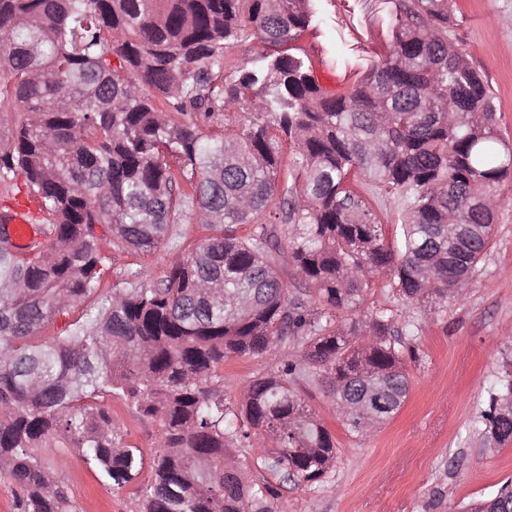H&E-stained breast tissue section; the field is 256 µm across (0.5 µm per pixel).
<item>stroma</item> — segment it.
I'll list each match as a JSON object with an SVG mask.
<instances>
[{"mask_svg":"<svg viewBox=\"0 0 512 512\" xmlns=\"http://www.w3.org/2000/svg\"><path fill=\"white\" fill-rule=\"evenodd\" d=\"M374 0H327V16L345 28L350 43L385 54L388 40L372 19ZM450 36L480 68L499 102L498 129L512 142V0H457ZM493 242L464 296L433 312L410 308L392 289L374 283L361 313L387 308L419 325L420 358L408 364L410 394L392 420L366 439L357 438L336 414L333 398L311 385V406L337 448L336 464L323 482L285 489L289 512H450L491 497L512 478V444L499 447L484 435L479 416L506 370L512 369V177L499 185ZM203 225L185 220L149 256L116 254L103 274L104 288L121 287L125 271L142 282L159 279L173 257L204 239ZM303 348L276 346L259 357L225 361L221 372L226 405L237 406L254 376L281 361H301ZM121 426L125 444L151 458L157 421L138 417L120 400L103 401ZM45 461L72 492L80 512H136V490L147 484L143 468L135 483L112 488L78 449L54 445Z\"/></svg>","mask_w":512,"mask_h":512,"instance_id":"1","label":"stroma"}]
</instances>
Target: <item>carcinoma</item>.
Returning a JSON list of instances; mask_svg holds the SVG:
<instances>
[{"mask_svg":"<svg viewBox=\"0 0 512 512\" xmlns=\"http://www.w3.org/2000/svg\"><path fill=\"white\" fill-rule=\"evenodd\" d=\"M320 2L0 0V180L22 181L48 216L42 248L17 251L8 230L0 244V479L16 512H79L39 455L55 443L114 489L139 475L142 451L123 444L107 397L160 424L138 512H287L281 490L322 482L338 455L301 377L364 439L404 404L418 325L357 310L380 278L411 306L464 294L512 144L488 80L448 35L455 0H379L389 49L336 43V69L357 78L334 98L295 45L322 27ZM252 37L265 52L228 67L226 50ZM385 200L402 215L394 246L372 206ZM191 215L209 235L160 280L131 272L96 295L108 255L152 254ZM90 298L64 334L39 339ZM290 339L302 362L227 406L224 360ZM481 418L512 443V372ZM256 441L259 482L236 456ZM461 512H512V480Z\"/></svg>","mask_w":512,"mask_h":512,"instance_id":"carcinoma-1","label":"carcinoma"}]
</instances>
